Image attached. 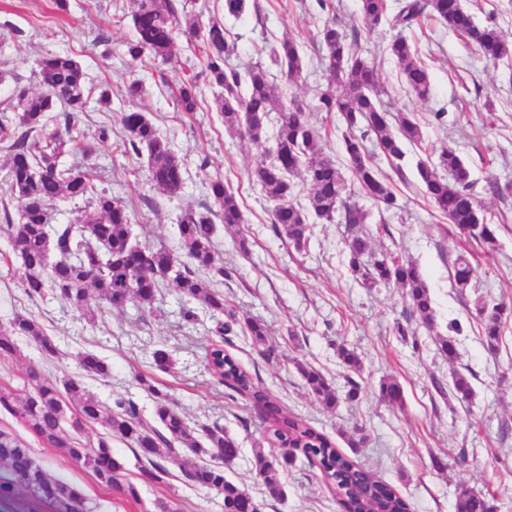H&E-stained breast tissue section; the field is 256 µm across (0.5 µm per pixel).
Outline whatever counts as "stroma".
Listing matches in <instances>:
<instances>
[{"label": "stroma", "mask_w": 512, "mask_h": 512, "mask_svg": "<svg viewBox=\"0 0 512 512\" xmlns=\"http://www.w3.org/2000/svg\"><path fill=\"white\" fill-rule=\"evenodd\" d=\"M243 15L224 12V0H181L185 15L200 21H223L234 45L231 66L246 71L266 61L269 43L291 37L302 46L306 67L299 83H291L272 68L271 80L284 100L305 107L311 123L320 128L325 153L342 161V132L338 114L318 111V96L328 74L316 41L325 21L357 29L354 47L374 59L383 88L381 101L389 121L413 113L422 141L405 148L401 167L384 157L376 163L398 196L400 207L379 212L375 202L355 192L354 202L367 211L366 233L376 252L416 261L434 302V325L425 327L411 315L403 289L368 288L349 268L344 225L311 221L306 247L295 249L271 222V207L251 178L257 155H270L273 137L254 143L228 132L214 103V87L197 49L178 38L173 57L165 63H139L125 54L134 30L130 19L119 16L129 0H67L58 9L55 0H0V110L19 90L43 91L38 62L50 54H68L87 72L91 88L80 134L92 154L66 152L63 166H93L97 189L122 198L135 214L138 241L177 250V224L184 210L205 204V186L223 176L244 212L241 230L218 226L216 246L232 272L222 290L238 318L262 320L266 345L235 332L224 348L249 371L259 387L293 416L328 436L344 454L358 460L411 505V512H456L462 491L485 496L493 512H512V320L505 324L499 346L488 350L480 335L477 302L512 307V195L501 198L492 182L512 181V69L492 64L469 47L457 32L434 19L408 30V41L418 50L431 76L426 99L408 93L398 62L387 50L388 28L367 29L358 13V0H330L320 9L315 0H251ZM477 24L495 22L512 42V0H462ZM199 84L194 114L178 109L173 91L184 77ZM145 85L141 97L131 99L126 87L133 80ZM108 91L109 104L99 101ZM445 110L444 122L434 114ZM146 113L171 141L185 168V184L175 197L154 189L147 180V159L124 148L126 134L118 122L121 113ZM112 121V137L102 142L99 125ZM466 161L473 191L483 209L499 225L494 247L466 246L447 220L428 203L416 172L418 158L438 154L445 147ZM471 251L476 271L471 285L457 290L452 284L456 256ZM19 261L0 262V325L15 314L33 315L61 350L55 359L21 344L16 358L0 360V384L21 387L29 369L62 379L76 371L77 352L91 349L108 364V377L90 381L91 391L103 401L117 396L133 398L144 410L152 399L136 380L151 373L158 387L194 424L221 419L241 453L226 477L244 488L258 512H341L336 490L319 468L297 462L281 476L283 495L271 499L263 492L253 467V450L279 454L266 439L261 407L250 396H229L206 369L205 348L212 342L205 326L184 327L179 318L181 300L163 288L153 303L121 311H101L94 323L76 318L62 299L29 300L22 292ZM407 325L400 335L398 325ZM454 338L459 357L449 363L439 342ZM356 351L359 370L345 367L339 347ZM169 351V371L151 369V353ZM320 372L338 394L335 408H326L306 387L300 367ZM470 381L474 396L467 401L440 397L435 383L449 384L453 371ZM397 381L403 389L401 405L379 396L380 384ZM0 429L22 438L44 463L48 473L76 485L90 512H151L155 500L172 502L177 512H222L215 492L193 489L180 476L165 483L142 481L140 465L131 448L112 439V451L125 461L124 477L138 483L139 500L127 499L117 489L100 485L70 459L64 449L40 444L20 420L0 415Z\"/></svg>", "instance_id": "1"}]
</instances>
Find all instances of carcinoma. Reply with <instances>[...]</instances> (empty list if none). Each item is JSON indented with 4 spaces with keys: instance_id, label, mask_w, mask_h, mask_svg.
<instances>
[{
    "instance_id": "1",
    "label": "carcinoma",
    "mask_w": 512,
    "mask_h": 512,
    "mask_svg": "<svg viewBox=\"0 0 512 512\" xmlns=\"http://www.w3.org/2000/svg\"><path fill=\"white\" fill-rule=\"evenodd\" d=\"M130 2L134 38L126 43V54L132 61L169 60L176 32L183 29L199 41L210 83L221 89L214 100L224 116V127L258 142L265 134L269 114H277L274 154L268 159H256L253 174L262 194L273 203V224L278 230L300 250L308 240V215L326 222L339 218L350 233L347 246L353 274L368 287L392 284L405 290L422 324L432 327L433 302L418 265L409 259H391L373 251L361 228L367 213L349 202L348 182L336 161L324 152L321 132L308 121L301 105L284 102L275 95L269 69L257 63L242 74L227 66L233 45L224 22L218 19L213 18L205 25L194 17L182 19L177 0ZM359 14L370 27L383 24L396 32L387 51L400 64L407 89L419 98L429 96L431 76L403 31L424 16L464 35L487 61H512V43L503 39L496 25L475 24L461 0H398L394 11L388 0H359ZM318 37L325 49L330 75L326 90L318 98V109L341 115L345 125L344 165L353 182L379 206L398 209V197L374 164L372 152L392 163L402 161L405 143L421 142L420 127L406 113L399 116L398 128L391 127L382 108L375 65L354 49L348 35L336 23H324ZM268 56L272 65L286 69L290 81L302 78L304 54L295 39H282L270 45ZM39 68L46 91L35 96L22 91L16 107L0 112V152L6 157L0 170L10 193L21 201L15 215L3 207L5 223L0 224V235L22 261L24 294L31 300L59 297L70 304L79 319L92 322L93 298L108 310H120L128 303L144 307L154 301L160 288H171L184 300L180 309L184 325L194 327L203 323L204 313L215 321L210 333L222 336L230 332L231 325L238 320L217 286L231 277V271L224 267L214 236L217 218L227 227L246 223L233 190L217 176L208 186L214 207L204 205L198 211L184 212L177 225L183 254L178 256L164 246L140 243L132 237L133 211L108 191L95 190L91 168L59 166L65 150L82 148L78 124L81 114L86 112L90 92L86 73L69 56L45 57ZM197 79L196 75L184 79L178 87L177 104L187 114L198 107ZM61 115L65 123L63 134L53 128ZM119 122L127 133L131 150L137 155L147 153L149 182L170 195L178 193L183 186V164L168 140L143 112H122ZM416 169L429 203L460 235L487 245L495 243L497 228L472 192L471 171L454 148L442 149L433 160L418 161ZM295 178L309 187L304 206L291 200ZM61 199L87 200L89 209L73 224L52 226L48 210ZM473 272L466 256L458 255L454 262L456 286L467 287ZM507 311L509 308L503 304L479 307L482 334L490 350L496 349ZM242 331L256 344H265L267 329L261 321L245 319ZM22 341L47 359L60 353L55 341L30 314H17L0 325V358L16 357ZM76 360L78 373L61 383L32 369L27 373L24 388L1 386L0 414L20 419L42 444L64 448L68 455L81 458L84 467L99 482L117 488L135 502L140 500L137 484L120 481L125 470L123 459L114 455L112 468L104 467L103 459L112 452L111 445L104 438L95 445L82 441L78 432L86 426L102 424L111 435L125 441L134 449L135 456L150 464L142 473L152 481L166 482L171 475L169 467L173 466L179 469L188 486L221 495L224 512H257L248 492L224 476V468L238 459L240 448L235 439L224 433L220 420L199 427L190 424L169 394L152 385V377L146 374H139L136 379L152 397L151 415H145L130 397H117L108 404L92 393L87 384L89 379L109 375L105 360L93 351L78 353ZM206 365L219 384L263 400L269 421L268 439L296 450L290 456L255 452L256 473L270 498H281L280 472L303 457L310 465L318 466L339 491L343 512H364L360 500L349 495V484L355 479H375L369 470L340 453L325 434L283 414L258 389L253 375L224 348H209ZM300 373L314 395L326 406H336L337 393L320 373L305 368ZM380 393L393 405L403 402V391L395 381L383 383ZM449 395L461 400L473 396L470 381L458 371L452 375ZM67 425L73 433L67 432ZM190 453L197 457L208 455L212 462H191ZM0 464L6 469V475L0 478V500L10 499L21 491L30 500L49 505L53 512H83L85 500L79 489L65 479L50 476L32 449L5 430H0ZM385 500L387 512H410L408 501L393 489L388 490ZM457 512H493V507L484 497L471 493L457 502Z\"/></svg>"
}]
</instances>
